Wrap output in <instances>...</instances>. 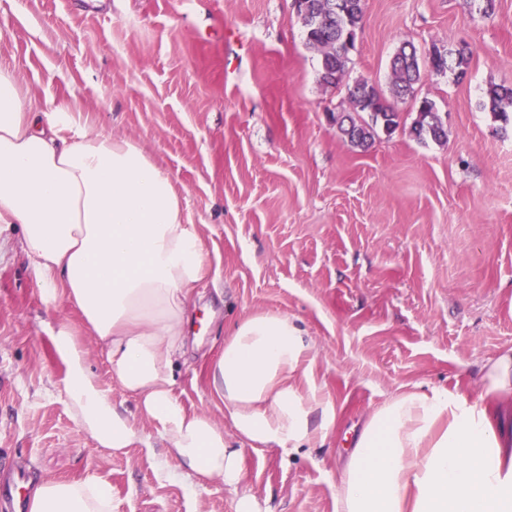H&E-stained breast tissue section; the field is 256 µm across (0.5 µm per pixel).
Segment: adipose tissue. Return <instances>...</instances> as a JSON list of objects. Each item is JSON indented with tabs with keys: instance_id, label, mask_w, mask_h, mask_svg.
I'll list each match as a JSON object with an SVG mask.
<instances>
[{
	"instance_id": "1",
	"label": "adipose tissue",
	"mask_w": 512,
	"mask_h": 512,
	"mask_svg": "<svg viewBox=\"0 0 512 512\" xmlns=\"http://www.w3.org/2000/svg\"><path fill=\"white\" fill-rule=\"evenodd\" d=\"M64 112L28 106L0 67V224H17L46 303L66 298L106 355L109 371L153 423L164 453L192 485L218 479L235 512H259L240 449L205 413L173 393L185 354L189 296L208 253L171 177L137 143L92 127L66 137ZM66 366L74 419L102 447L134 436L88 365L72 326L52 336ZM316 344L288 316L240 320L209 371L236 435L288 453L322 441L336 404L293 382ZM339 512H512V347L483 363L472 391H411L373 410L344 452ZM29 512H112V489L95 476L34 485Z\"/></svg>"
}]
</instances>
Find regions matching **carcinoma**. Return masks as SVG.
Listing matches in <instances>:
<instances>
[{
	"instance_id": "cac0c4a2",
	"label": "carcinoma",
	"mask_w": 512,
	"mask_h": 512,
	"mask_svg": "<svg viewBox=\"0 0 512 512\" xmlns=\"http://www.w3.org/2000/svg\"><path fill=\"white\" fill-rule=\"evenodd\" d=\"M307 9L298 12L304 28L307 46L319 55L320 80L327 86L339 84L346 72L350 50L355 45L358 30L364 16V0H306ZM470 60L468 47L450 48L437 53L435 73L453 72L461 77L466 73ZM392 91L397 97L413 92V86L421 78L417 50L409 42L396 50L392 62ZM350 110L338 113L336 127L340 136L352 146L367 148L371 144L375 128L380 126L392 132L398 125L400 113L365 80H359L348 89ZM483 106L490 109L504 122L512 117V88L489 86L484 94ZM419 119L413 131L422 141L439 142L445 137L441 118L434 104L423 100L418 107Z\"/></svg>"
}]
</instances>
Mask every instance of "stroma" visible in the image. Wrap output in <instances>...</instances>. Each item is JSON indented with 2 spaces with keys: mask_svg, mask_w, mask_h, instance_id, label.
Returning a JSON list of instances; mask_svg holds the SVG:
<instances>
[{
  "mask_svg": "<svg viewBox=\"0 0 512 512\" xmlns=\"http://www.w3.org/2000/svg\"><path fill=\"white\" fill-rule=\"evenodd\" d=\"M405 42L423 60L468 44L465 77L423 73L394 99L392 134L350 145L330 114L356 81L389 93ZM350 58L340 84L320 82L293 0H0V66L30 104L137 142L185 198L210 263L175 373L184 408L223 421L208 368L238 320L285 314L315 340L298 383L334 400L336 427L305 453L245 445L260 512H337L344 433L394 394L466 392L512 346V126L482 106L489 86L512 88V0L489 17L476 0H364ZM424 99L442 141L412 132ZM63 321L84 333L66 299L43 302L18 225L0 224V512L20 481L89 475L111 484L113 512H234L231 488H190L161 462L93 345L136 436L115 452L79 427L51 339Z\"/></svg>",
  "mask_w": 512,
  "mask_h": 512,
  "instance_id": "stroma-1",
  "label": "stroma"
}]
</instances>
